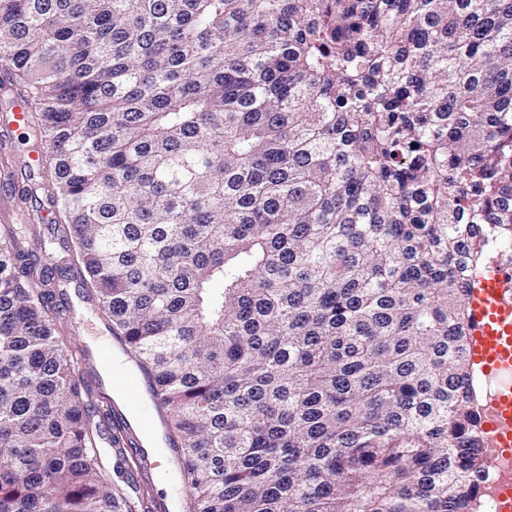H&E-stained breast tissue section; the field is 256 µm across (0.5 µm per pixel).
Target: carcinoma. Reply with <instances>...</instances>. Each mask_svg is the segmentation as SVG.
<instances>
[{
	"label": "carcinoma",
	"instance_id": "obj_1",
	"mask_svg": "<svg viewBox=\"0 0 512 512\" xmlns=\"http://www.w3.org/2000/svg\"><path fill=\"white\" fill-rule=\"evenodd\" d=\"M0 65L67 253L0 237V512H136L50 307L71 271L192 512H478L512 0H0Z\"/></svg>",
	"mask_w": 512,
	"mask_h": 512
}]
</instances>
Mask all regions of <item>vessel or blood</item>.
Returning a JSON list of instances; mask_svg holds the SVG:
<instances>
[{"label":"vessel or blood","instance_id":"obj_1","mask_svg":"<svg viewBox=\"0 0 512 512\" xmlns=\"http://www.w3.org/2000/svg\"><path fill=\"white\" fill-rule=\"evenodd\" d=\"M28 126V113L23 103H16L7 119L6 131L0 132V148L9 145L11 136ZM475 321L471 340V357L482 374H490L512 366V299L506 297L496 278L480 279L469 300ZM114 423L123 433L124 443L119 455L137 459L141 482L152 479L157 463L148 452L143 437L153 431L156 420L141 414L140 401L130 398L113 411ZM483 431L490 450L498 455L512 452V389L497 392L492 401V412Z\"/></svg>","mask_w":512,"mask_h":512}]
</instances>
